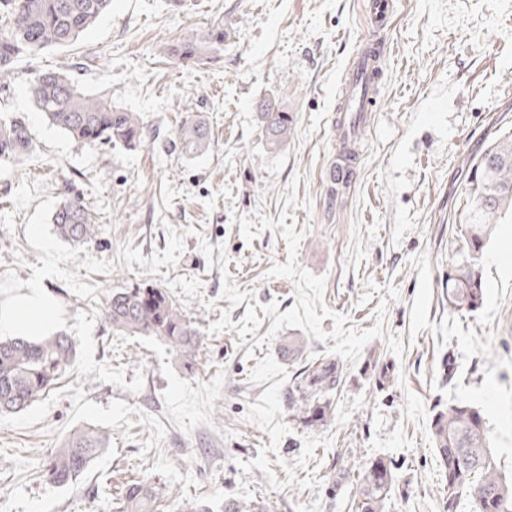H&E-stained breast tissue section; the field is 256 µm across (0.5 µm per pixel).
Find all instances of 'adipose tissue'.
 Segmentation results:
<instances>
[{
    "label": "adipose tissue",
    "instance_id": "ef3b65f1",
    "mask_svg": "<svg viewBox=\"0 0 512 512\" xmlns=\"http://www.w3.org/2000/svg\"><path fill=\"white\" fill-rule=\"evenodd\" d=\"M60 318L54 296L39 284L21 288L0 300V334L37 338L57 330Z\"/></svg>",
    "mask_w": 512,
    "mask_h": 512
}]
</instances>
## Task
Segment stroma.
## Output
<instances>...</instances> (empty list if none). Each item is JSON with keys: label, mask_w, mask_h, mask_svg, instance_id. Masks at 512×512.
<instances>
[{"label": "stroma", "mask_w": 512, "mask_h": 512, "mask_svg": "<svg viewBox=\"0 0 512 512\" xmlns=\"http://www.w3.org/2000/svg\"><path fill=\"white\" fill-rule=\"evenodd\" d=\"M360 0H112L110 10L73 45L20 59L19 77L0 88V109L25 119L35 151L22 164L0 162V299L35 282L51 291L60 331L76 355L57 384L25 411L0 415V512H118L127 482L159 493L156 512L198 500L213 512L234 499L268 512H351L358 473L372 460L394 465L388 512H444V477L433 449L437 406L481 409L500 469L512 473V218L498 225L477 260L487 287L481 310L449 307L444 284L464 243L465 163L495 133L512 129V0H397L385 33L388 64L363 153L347 194L330 199L325 180L336 148L334 108L343 72L367 33ZM231 25L220 54L200 64L167 59L173 42ZM66 71L86 93L110 94L140 113L151 138L134 151L88 149L50 126L35 108V71ZM275 101L293 117L286 145H265L257 105ZM204 115L210 148L200 156L171 149L179 126ZM297 190H289L292 175ZM303 230L298 264L326 278L324 301L358 330L374 327L387 300L384 332L401 337L402 356L380 339L344 362L330 398L333 417L307 426L283 407L291 432L270 454L282 489H271L257 458L269 434L246 421L264 385L248 376L273 355L290 381L325 358L334 339L306 337L300 358L234 328L209 333L222 311L240 322L248 305L296 303L292 280L269 279L286 263L280 232L253 241L242 215L279 218L286 196ZM80 197L98 224L75 248L51 216ZM245 303L221 296L224 280ZM166 289L201 330L193 367L155 336L122 334L104 316L117 288ZM453 369H446L445 360ZM110 436L108 448L72 485L56 487L45 462L74 428ZM332 435L301 461L303 439ZM294 465L288 483L285 465ZM317 487H301L303 479Z\"/></svg>", "instance_id": "35a3bbf8"}]
</instances>
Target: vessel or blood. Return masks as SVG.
Instances as JSON below:
<instances>
[{"instance_id": "1", "label": "vessel or blood", "mask_w": 512, "mask_h": 512, "mask_svg": "<svg viewBox=\"0 0 512 512\" xmlns=\"http://www.w3.org/2000/svg\"><path fill=\"white\" fill-rule=\"evenodd\" d=\"M362 12L373 33L360 44L336 104V159L325 173L330 183L347 177L359 158L361 122L365 113L375 111L385 74L387 47L378 34L388 29L395 0H362Z\"/></svg>"}]
</instances>
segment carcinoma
I'll return each instance as SVG.
<instances>
[{
  "instance_id": "obj_1",
  "label": "carcinoma",
  "mask_w": 512,
  "mask_h": 512,
  "mask_svg": "<svg viewBox=\"0 0 512 512\" xmlns=\"http://www.w3.org/2000/svg\"><path fill=\"white\" fill-rule=\"evenodd\" d=\"M112 0H0V85L16 79L15 65L48 47H65L92 26ZM230 30L224 22L202 37H187L169 48L181 62L195 63L224 47ZM34 105L49 124L80 146L122 147L144 145L150 130L137 112L112 103V97L83 93L68 74L42 71L29 88ZM266 146L281 149L288 141L292 117L272 103L259 104ZM174 145L194 154L205 153L210 134L195 114L185 121ZM35 144L28 124L0 113V161L21 162ZM465 194L468 212L464 240L466 254L452 264L446 282L448 306L469 313L482 308L486 287L476 259L494 233L500 215L512 212V133L492 139L472 160ZM55 233L73 246H82L98 235L97 225L84 202L64 200L52 215ZM112 329L144 336H158L193 367L200 332L162 288H121L112 291L104 308ZM72 339L53 334L36 341L14 338L0 341V414L19 413L49 390L72 362ZM343 368L335 358H323L301 372V380L288 393L289 406L307 425L330 420L329 392L335 390ZM431 438L445 478L444 510L461 512L471 496L478 512H512V476L499 468L482 411L462 401L436 411ZM109 445L106 432L83 426L72 431L47 464L46 477L58 486L75 482ZM396 481L393 467L383 458L371 461L359 475L354 504L357 512H384ZM157 490L144 481L126 484L122 512H151Z\"/></svg>"
}]
</instances>
